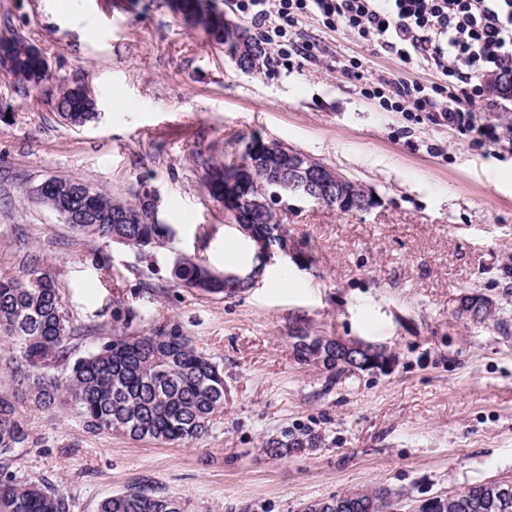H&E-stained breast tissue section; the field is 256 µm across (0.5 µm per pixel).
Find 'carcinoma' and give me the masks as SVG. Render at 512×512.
Instances as JSON below:
<instances>
[{
    "instance_id": "cac0c4a2",
    "label": "carcinoma",
    "mask_w": 512,
    "mask_h": 512,
    "mask_svg": "<svg viewBox=\"0 0 512 512\" xmlns=\"http://www.w3.org/2000/svg\"><path fill=\"white\" fill-rule=\"evenodd\" d=\"M173 9L185 22L200 26L215 45L228 44L224 13L208 0H177ZM2 51L12 61L10 76L29 88L40 86L46 59L38 48L7 32L0 34ZM265 54L258 41L255 51L237 66L250 72ZM55 109L65 122L81 127L95 115L94 96L81 85L64 86ZM205 165L206 189L222 203L224 180L238 175L239 161ZM248 179L253 185L275 182L265 163L255 166ZM64 183L76 186L80 181L53 178L36 199L53 208V188ZM146 198L142 193L135 202L115 200L90 187L72 202V218L66 224L79 236L145 252L164 244L168 228L151 223ZM21 264V274L0 277V337L19 345L20 360H6L5 369L24 387V395L48 411L59 406L75 411L90 433L181 444L209 433L214 416L224 410V371L197 349L192 337L178 327L139 335L116 332L96 337L94 347L81 353L79 345L88 336L67 315L55 277L34 254L25 255ZM171 275L185 288L224 292V276L186 257L173 265ZM19 401V396L0 391V512H71L67 492L14 467L18 452L31 444L18 416ZM318 442L311 430L286 426L266 441V448L270 455L282 457ZM497 483L473 484L469 496L449 497L447 512H476L475 501ZM339 499L344 504L337 512H417V501L405 505L400 493L380 486L365 489L357 498L344 492ZM178 503L175 496L135 486L103 499L97 512H185L174 508Z\"/></svg>"
}]
</instances>
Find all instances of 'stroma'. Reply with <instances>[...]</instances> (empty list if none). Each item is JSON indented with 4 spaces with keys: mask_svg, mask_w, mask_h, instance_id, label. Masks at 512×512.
Listing matches in <instances>:
<instances>
[{
    "mask_svg": "<svg viewBox=\"0 0 512 512\" xmlns=\"http://www.w3.org/2000/svg\"><path fill=\"white\" fill-rule=\"evenodd\" d=\"M39 48L51 79L24 91L0 73V276L36 254L56 275L75 326L113 333L178 326L224 369V410L187 445L91 434L71 411L20 408L33 444L24 473L65 488L71 512L136 483L180 498L187 512H298L309 500L385 486L412 499L512 477V151L476 148L435 124L364 99L338 62L354 54L368 78L405 70L379 48L314 20L311 56L242 72L168 0H0V33ZM84 82L97 116L65 124L54 99ZM276 140L360 183L365 211L297 198L279 211L303 252L274 258L232 295L174 283L176 255L212 271L250 266L254 249L203 184L204 161L239 159L246 142ZM78 178L121 200L148 191L172 249L151 260L77 236L32 190ZM500 303L492 320L460 318L461 297ZM390 347L384 372L345 374L299 363L298 328ZM300 425L318 447L285 457L265 443Z\"/></svg>",
    "mask_w": 512,
    "mask_h": 512,
    "instance_id": "stroma-1",
    "label": "stroma"
}]
</instances>
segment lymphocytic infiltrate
Returning a JSON list of instances; mask_svg holds the SVG:
<instances>
[{
    "label": "lymphocytic infiltrate",
    "instance_id": "lymphocytic-infiltrate-1",
    "mask_svg": "<svg viewBox=\"0 0 512 512\" xmlns=\"http://www.w3.org/2000/svg\"><path fill=\"white\" fill-rule=\"evenodd\" d=\"M243 20L261 29L278 57L303 52L297 30L306 18L378 45L436 81L365 79L361 60L344 58L341 73L359 81L364 98L388 112H426L482 147L512 138V127L477 122L487 75H512V0H235Z\"/></svg>",
    "mask_w": 512,
    "mask_h": 512
}]
</instances>
